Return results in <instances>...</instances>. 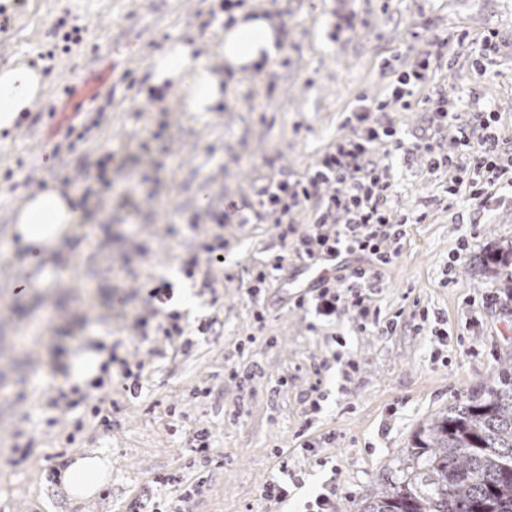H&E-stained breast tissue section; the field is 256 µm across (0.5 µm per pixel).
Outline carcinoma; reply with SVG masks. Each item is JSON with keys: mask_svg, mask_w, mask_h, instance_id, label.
<instances>
[{"mask_svg": "<svg viewBox=\"0 0 512 512\" xmlns=\"http://www.w3.org/2000/svg\"><path fill=\"white\" fill-rule=\"evenodd\" d=\"M490 263L511 307L512 244ZM398 472L362 512H512V357L486 390L420 427Z\"/></svg>", "mask_w": 512, "mask_h": 512, "instance_id": "carcinoma-1", "label": "carcinoma"}]
</instances>
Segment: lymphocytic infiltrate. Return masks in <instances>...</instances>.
Segmentation results:
<instances>
[{
  "mask_svg": "<svg viewBox=\"0 0 512 512\" xmlns=\"http://www.w3.org/2000/svg\"><path fill=\"white\" fill-rule=\"evenodd\" d=\"M429 66V60L417 61L411 73L393 83L385 100L355 107L346 119L350 135L323 153L305 180L283 170L257 192V205L278 207L285 224L291 223L296 208L310 206L312 227L293 245L302 265L351 254L363 257V264L320 280L315 296L316 311L323 317L356 309L355 329L361 334L398 329V316L382 318L370 296L379 286L375 268L392 263L409 221L392 210L393 177L389 167L375 161L377 145L393 146L406 156L422 155L430 170H447L449 195L467 190L474 214L512 205V140L501 136L491 113L449 111L438 91L427 99L426 128L419 136H399L389 120V113L408 107ZM447 126L455 133L444 145L438 135ZM330 224L335 227L331 234L326 231Z\"/></svg>",
  "mask_w": 512,
  "mask_h": 512,
  "instance_id": "obj_1",
  "label": "lymphocytic infiltrate"
}]
</instances>
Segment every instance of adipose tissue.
I'll return each instance as SVG.
<instances>
[{
	"mask_svg": "<svg viewBox=\"0 0 512 512\" xmlns=\"http://www.w3.org/2000/svg\"><path fill=\"white\" fill-rule=\"evenodd\" d=\"M280 22L260 10H239L214 40L211 51L225 70L244 74L267 67L279 55ZM151 86L174 85L184 112H211L224 101V72H216L195 44L174 40L149 61ZM46 80L41 67L25 63L0 66V131L12 128L20 113L33 111ZM75 192L50 188L23 199L16 208V246L24 250L57 244L79 222ZM112 474L108 455L99 452L76 458L62 481L69 494L91 498Z\"/></svg>",
	"mask_w": 512,
	"mask_h": 512,
	"instance_id": "1",
	"label": "adipose tissue"
}]
</instances>
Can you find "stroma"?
I'll list each match as a JSON object with an SVG mask.
<instances>
[{
	"label": "stroma",
	"mask_w": 512,
	"mask_h": 512,
	"mask_svg": "<svg viewBox=\"0 0 512 512\" xmlns=\"http://www.w3.org/2000/svg\"><path fill=\"white\" fill-rule=\"evenodd\" d=\"M223 3L23 0L0 29V64L25 60L46 76L43 101L0 132V512H128L147 488L157 512H305L322 493L336 512H361L419 427L489 386L512 351V312L485 266L512 243V206L482 214L457 256L468 197L448 199L447 176L422 158L379 153L393 210L427 213L371 296L382 316L401 314L406 327L392 335L356 334L349 310L327 325L297 306L314 291L288 285L301 266L293 238H282L277 211L256 208L257 189L283 170L304 178L347 135L357 95L384 98L435 38L442 58L394 113L397 128L421 133L440 89L449 111L495 113L512 139V0H244L280 17L283 52L266 69L225 73L217 111H180L178 90L148 91V62L177 37L208 46L228 23ZM76 25L83 40L66 46ZM75 72L109 79L56 118ZM53 185L77 191L80 224L32 263L11 249L15 205ZM218 242L221 258L209 260ZM164 284L170 300H150ZM423 309L441 317L444 341L414 331ZM174 312L180 336L158 328ZM83 349L113 356L104 403L68 382ZM347 360L357 365L348 381ZM93 451L109 455L112 477L74 501L60 472ZM172 475L191 493L165 486ZM271 481L287 484V500L265 496Z\"/></svg>",
	"instance_id": "1"
}]
</instances>
